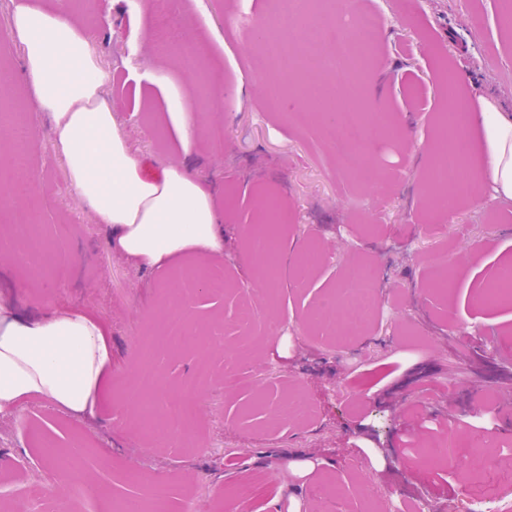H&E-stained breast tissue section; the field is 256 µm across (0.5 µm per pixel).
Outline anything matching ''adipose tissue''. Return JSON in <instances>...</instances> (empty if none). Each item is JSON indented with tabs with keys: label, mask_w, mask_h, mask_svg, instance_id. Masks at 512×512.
<instances>
[{
	"label": "adipose tissue",
	"mask_w": 512,
	"mask_h": 512,
	"mask_svg": "<svg viewBox=\"0 0 512 512\" xmlns=\"http://www.w3.org/2000/svg\"><path fill=\"white\" fill-rule=\"evenodd\" d=\"M13 25L39 111L52 122L53 145L70 185L117 249L153 265L185 251L224 249L214 190L181 164L149 180L103 95L107 75L82 25L69 15L18 0ZM484 170L496 194L512 198V117L483 101ZM111 355L100 321L86 312L20 317L0 299V411L38 395L65 412L93 415L112 398Z\"/></svg>",
	"instance_id": "ef3b65f1"
}]
</instances>
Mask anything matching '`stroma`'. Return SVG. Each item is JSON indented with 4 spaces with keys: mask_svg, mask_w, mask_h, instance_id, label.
Here are the masks:
<instances>
[{
    "mask_svg": "<svg viewBox=\"0 0 512 512\" xmlns=\"http://www.w3.org/2000/svg\"><path fill=\"white\" fill-rule=\"evenodd\" d=\"M15 2L0 0V71L13 75L0 88V196L14 195L25 177L35 183L31 195L0 205V296L22 315L94 313L112 343V403L93 417L40 397L0 412L7 512H20L35 480L57 508L83 489L79 512L154 493L170 512L189 501L196 512H367L369 485L389 503L423 500L433 512L488 486L512 494V308L471 303L512 266V198L480 188L449 214L428 198L443 71L468 110L491 100L512 113V0H336L347 14L382 20L363 112L406 122L402 136L374 141L352 171L321 144L317 125L294 123L298 91L266 109L279 74L261 54L258 25L271 0H176L180 39L164 52L150 0H33L89 29L108 75L105 96L141 161L160 170L188 161L217 192L224 253L209 265L228 286L179 302L173 291L198 255L169 267L130 261L111 246L110 226L80 206L23 72ZM189 47L197 50L193 76L180 59ZM174 100L196 125L189 156L171 124ZM20 125L22 143L13 136ZM267 192L288 206L272 300L253 286L245 237L254 199ZM438 250L456 279L445 297L430 286ZM361 265L375 271L378 315L352 335L329 336L316 316L346 270ZM173 318L201 331L219 324L224 334L203 349L158 352L155 378L142 382L139 341ZM262 364L271 372L260 377ZM190 385L197 436L144 438L136 396L149 398L157 418L167 393ZM296 389L311 410L301 422L278 414ZM423 436L452 464H420L414 445ZM246 480L255 483L249 498L226 497Z\"/></svg>",
    "mask_w": 512,
    "mask_h": 512,
    "instance_id": "obj_1",
    "label": "stroma"
}]
</instances>
